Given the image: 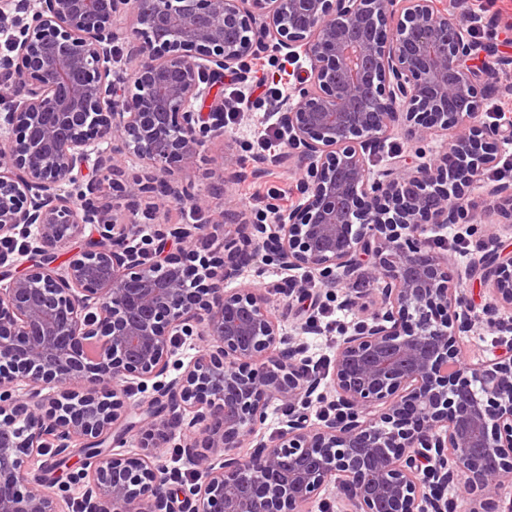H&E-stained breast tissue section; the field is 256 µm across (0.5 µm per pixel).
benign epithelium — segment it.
<instances>
[{
    "label": "benign epithelium",
    "instance_id": "7a95c632",
    "mask_svg": "<svg viewBox=\"0 0 512 512\" xmlns=\"http://www.w3.org/2000/svg\"><path fill=\"white\" fill-rule=\"evenodd\" d=\"M0 33V512H61L32 473L73 447L79 512H176L177 497L188 512H327L331 485L339 512H459L458 483L498 512L512 483V342L461 361L473 320L448 255L421 237L425 224L471 223L448 196L476 186L512 223V175L481 180L494 142L512 143V114L474 125L495 49L466 12L448 0H0ZM122 36L129 91L112 76ZM300 52L310 70L280 106L286 152L221 160L226 188L246 164L296 165L295 204L272 197L255 215L226 209L143 238L99 207L100 173L132 155L150 172L119 186L131 210L158 191L202 210L174 170L222 129L224 75L245 82L255 60ZM438 131L453 137L432 165H367L394 132L421 143ZM219 226L224 266L190 288L170 249ZM366 259L380 304L340 341L323 390L256 281L272 261L330 293ZM475 268L511 312L512 252ZM188 339L198 354L185 364ZM172 365L182 373L163 380ZM131 379L153 381L134 405ZM275 402L287 429L268 444L257 432ZM162 408L185 426L188 480L157 463L174 439ZM134 431L143 453L103 451Z\"/></svg>",
    "mask_w": 512,
    "mask_h": 512
}]
</instances>
